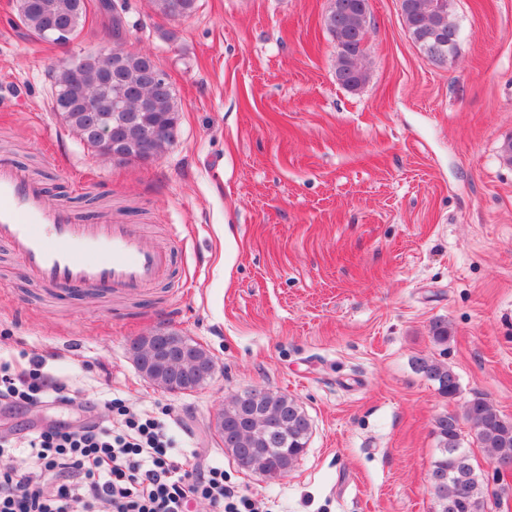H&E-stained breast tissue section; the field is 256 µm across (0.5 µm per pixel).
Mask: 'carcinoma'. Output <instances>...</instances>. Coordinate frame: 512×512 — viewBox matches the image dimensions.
I'll return each mask as SVG.
<instances>
[{
    "label": "carcinoma",
    "mask_w": 512,
    "mask_h": 512,
    "mask_svg": "<svg viewBox=\"0 0 512 512\" xmlns=\"http://www.w3.org/2000/svg\"><path fill=\"white\" fill-rule=\"evenodd\" d=\"M349 4L338 14L326 16L331 35L342 39L336 55L335 73L344 81V88L359 90L367 81L362 64L366 50L361 47L362 32L371 21L369 0H342ZM452 2L446 0H401L400 16L411 39L420 47L434 40L451 43L457 51L460 30L452 29ZM155 10L173 17L177 4L181 16L194 12L196 0H153ZM88 0H17V16L21 24L36 37L53 21L66 19L73 32H78L87 19ZM124 27L112 19V78H106L99 61L87 56L79 73L68 65L53 76V99H70L71 127L82 140L89 139L92 118L89 112L112 116V129L125 144L130 160L138 159L141 146L147 144L155 157H160L172 144L156 134V127L177 130L179 109L171 85L156 81L161 71L149 54H133L122 49ZM415 370L432 382L438 394L452 398L459 391V382L448 363L432 356L415 359ZM464 419L470 423L476 444L490 452L494 474L512 465V422L504 420L492 402L476 395L466 404ZM433 433L437 454L430 474L438 478L431 487L433 512H489L491 497L489 480L473 449L461 447L459 417L451 412L439 415ZM311 435V423L305 411L287 395L267 389L259 404L251 405L245 398H229L224 402V443L235 448L234 459L239 466L264 474L268 479L284 476L305 454Z\"/></svg>",
    "instance_id": "obj_1"
}]
</instances>
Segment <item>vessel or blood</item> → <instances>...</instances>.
<instances>
[{"instance_id":"vessel-or-blood-1","label":"vessel or blood","mask_w":512,"mask_h":512,"mask_svg":"<svg viewBox=\"0 0 512 512\" xmlns=\"http://www.w3.org/2000/svg\"><path fill=\"white\" fill-rule=\"evenodd\" d=\"M0 242L46 287L103 286L136 295L167 278L168 248L147 246L137 225L76 222L63 206L47 207L41 185L0 158Z\"/></svg>"}]
</instances>
